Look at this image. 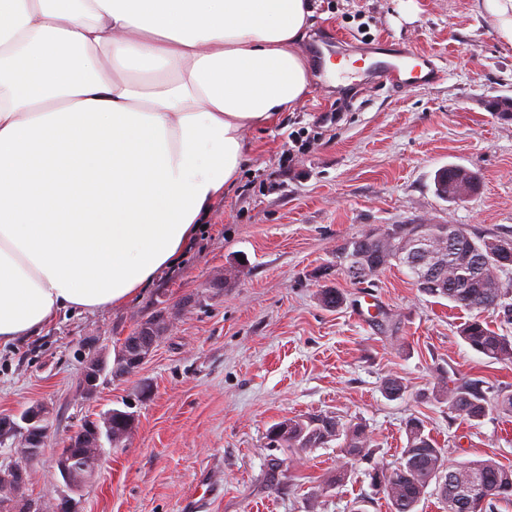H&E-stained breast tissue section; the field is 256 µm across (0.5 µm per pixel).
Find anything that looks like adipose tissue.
<instances>
[{"label":"adipose tissue","instance_id":"obj_1","mask_svg":"<svg viewBox=\"0 0 512 512\" xmlns=\"http://www.w3.org/2000/svg\"><path fill=\"white\" fill-rule=\"evenodd\" d=\"M311 0H0V348L125 304L310 91Z\"/></svg>","mask_w":512,"mask_h":512}]
</instances>
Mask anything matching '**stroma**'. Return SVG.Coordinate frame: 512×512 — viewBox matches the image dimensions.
<instances>
[{
	"instance_id": "obj_1",
	"label": "stroma",
	"mask_w": 512,
	"mask_h": 512,
	"mask_svg": "<svg viewBox=\"0 0 512 512\" xmlns=\"http://www.w3.org/2000/svg\"><path fill=\"white\" fill-rule=\"evenodd\" d=\"M311 41L300 44L311 91L278 122L247 130L254 150L180 260L126 304L63 310L40 334L0 348V414L49 407L48 443L27 466L21 500L46 512L65 485L56 451L86 420L116 408L135 424L103 449L99 471L75 493L80 512H389L376 469L394 467L405 422L421 418L451 463L512 466V360L472 350L459 327L474 311L416 288L393 266L363 284L336 269V251L395 224H461L512 239V46L495 36L475 0H315ZM347 34L342 54L411 47L446 73L400 89L354 78L322 82L317 44ZM303 141L282 162L288 138ZM448 165L476 174L478 191L438 196ZM335 288L344 301L320 302ZM162 331L150 356L86 391L89 358L112 361L147 319ZM402 381L386 393L388 378ZM479 384L487 415L470 422L434 400L442 381ZM333 414L366 426L371 454L348 462L323 448H270L266 433L296 416ZM279 459L280 485L267 480Z\"/></svg>"
}]
</instances>
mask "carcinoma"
<instances>
[{
    "label": "carcinoma",
    "mask_w": 512,
    "mask_h": 512,
    "mask_svg": "<svg viewBox=\"0 0 512 512\" xmlns=\"http://www.w3.org/2000/svg\"><path fill=\"white\" fill-rule=\"evenodd\" d=\"M470 175L456 166L442 168L436 178V190L445 199H459L467 192L465 183ZM460 239L454 252L436 248L438 270L441 275L452 278L453 287L447 290L424 288L422 292L468 309H494L502 305L503 299L512 292L503 285L491 286V271L484 272L472 266L471 257L480 254L489 263L498 262L500 246L508 244L501 239L475 240L468 230L459 227ZM428 235L439 238L447 235L443 224H398L384 232H368L348 241L341 248L337 259L357 266V272L349 275L353 283L361 284L386 268L396 264L406 265L405 253L411 241ZM161 323L151 318L141 323L130 342L139 336L159 338ZM462 340L474 351L494 360L512 359V336L500 334L489 328L480 319L462 325L459 331ZM434 397L448 402V410L468 420L479 421L486 416L489 405L485 393L477 385L463 382L451 390L440 389ZM131 414L119 409L112 410V422L87 420L84 426L94 428L102 434L112 433L118 440L128 434V418ZM406 446L395 467L381 470L390 474L395 497L390 500L389 512H414L434 480L437 471L445 467L443 449L426 430L424 421L412 417L405 424ZM341 441L340 450L346 458H363L368 455L371 438L360 424H347L336 415L318 414L282 420L273 425L266 434L270 448H319L328 443ZM471 477H462L456 484L437 486V492L448 512H460L453 506L458 497L480 486L485 504L478 512H494L501 501H512V467L501 465L491 459L469 461L460 464Z\"/></svg>",
    "instance_id": "carcinoma-1"
}]
</instances>
